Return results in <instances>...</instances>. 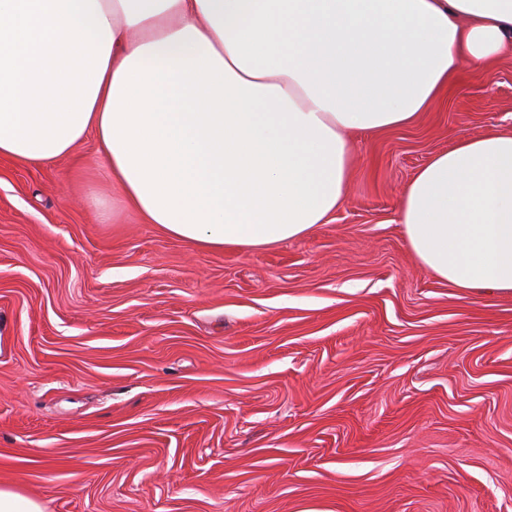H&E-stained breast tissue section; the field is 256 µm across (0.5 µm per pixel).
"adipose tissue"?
Masks as SVG:
<instances>
[{
	"mask_svg": "<svg viewBox=\"0 0 512 512\" xmlns=\"http://www.w3.org/2000/svg\"><path fill=\"white\" fill-rule=\"evenodd\" d=\"M512 53V0H0V156L94 135L146 223L197 247L312 233L346 200L353 131L411 124L468 59ZM414 258L512 294V134L433 155L399 205Z\"/></svg>",
	"mask_w": 512,
	"mask_h": 512,
	"instance_id": "ef3b65f1",
	"label": "adipose tissue"
}]
</instances>
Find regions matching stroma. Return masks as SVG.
Returning a JSON list of instances; mask_svg holds the SVG:
<instances>
[{
  "label": "stroma",
  "mask_w": 512,
  "mask_h": 512,
  "mask_svg": "<svg viewBox=\"0 0 512 512\" xmlns=\"http://www.w3.org/2000/svg\"><path fill=\"white\" fill-rule=\"evenodd\" d=\"M512 132V57L353 137L349 193L252 250L144 223L94 136L0 157V484L44 512H512V295H461L399 203Z\"/></svg>",
  "instance_id": "obj_1"
}]
</instances>
